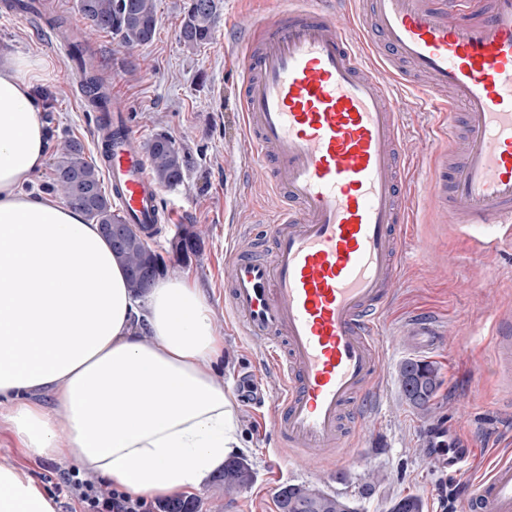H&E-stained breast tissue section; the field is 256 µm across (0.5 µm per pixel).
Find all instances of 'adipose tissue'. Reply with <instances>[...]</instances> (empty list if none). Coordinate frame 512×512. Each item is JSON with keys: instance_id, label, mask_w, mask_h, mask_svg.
<instances>
[{"instance_id": "1", "label": "adipose tissue", "mask_w": 512, "mask_h": 512, "mask_svg": "<svg viewBox=\"0 0 512 512\" xmlns=\"http://www.w3.org/2000/svg\"><path fill=\"white\" fill-rule=\"evenodd\" d=\"M32 71L0 58V417L24 455L70 457L147 502L193 495L243 446L215 370L224 337L196 281L134 295L98 225L30 190L48 152ZM0 512L57 504L0 464Z\"/></svg>"}]
</instances>
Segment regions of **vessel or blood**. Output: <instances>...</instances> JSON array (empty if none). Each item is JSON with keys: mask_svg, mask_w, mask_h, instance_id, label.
Wrapping results in <instances>:
<instances>
[{"mask_svg": "<svg viewBox=\"0 0 512 512\" xmlns=\"http://www.w3.org/2000/svg\"><path fill=\"white\" fill-rule=\"evenodd\" d=\"M261 23L240 90L245 144L279 199L273 223L248 227L225 265L224 307L263 343L279 386L275 430L313 469L339 459L361 430L384 365L388 286L406 261L410 220L400 113L388 80L428 79L429 107L462 106V152L440 161L429 196L452 224L512 235V0H365L380 62L357 49L335 0H311ZM99 154L127 224L159 221L160 194L123 110ZM428 352L436 321L403 331ZM492 353L512 364V319ZM463 512H512V461L495 463Z\"/></svg>", "mask_w": 512, "mask_h": 512, "instance_id": "1", "label": "vessel or blood"}]
</instances>
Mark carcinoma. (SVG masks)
<instances>
[{"instance_id": "obj_1", "label": "carcinoma", "mask_w": 512, "mask_h": 512, "mask_svg": "<svg viewBox=\"0 0 512 512\" xmlns=\"http://www.w3.org/2000/svg\"><path fill=\"white\" fill-rule=\"evenodd\" d=\"M79 12L89 27L112 32L128 49L151 42L158 24L154 0H79ZM217 19V0H185L179 41L192 49L209 43ZM82 87L94 105L104 96V84L90 61L82 68ZM146 152L153 178L158 184L175 187L183 183L192 158L168 135H156L148 143ZM48 187L77 205L93 224L125 223L121 212L113 209L112 195L106 193L101 168L85 158L84 147L77 140L66 139L59 144ZM139 258L137 252L118 257L126 270L128 286L135 293L141 292L132 275ZM421 379L428 390L416 396L406 393L404 397L412 407L425 410L442 384L438 369L426 360H407L401 365L400 380L416 383ZM218 479L224 484V494L230 495L250 485L253 472L246 459L233 456L225 462ZM278 508L279 512H357L356 504L347 497L299 485L280 489ZM423 508L420 497L408 494L396 500L390 512H423ZM158 512H200V500H168L158 505Z\"/></svg>"}]
</instances>
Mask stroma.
Here are the masks:
<instances>
[{"instance_id": "obj_1", "label": "stroma", "mask_w": 512, "mask_h": 512, "mask_svg": "<svg viewBox=\"0 0 512 512\" xmlns=\"http://www.w3.org/2000/svg\"><path fill=\"white\" fill-rule=\"evenodd\" d=\"M184 0H155L158 17L151 42L129 50L110 32L88 33L99 72L123 104L141 141L166 133L190 153L193 164L183 184L164 188L160 234L150 245L161 254L169 275L197 280L224 334V359L217 371L235 398V414L246 446L240 455L254 472L252 484L232 496L209 482L197 494L201 512H279L277 496L286 484L338 493L354 500L359 512H388L393 499L420 497L424 512H461L470 479L486 474L494 456H512V385L498 377L491 346L496 317H512V241L485 251L479 234L452 224L426 196V179L448 147L443 125L415 102L411 87L389 83L390 98L408 100L403 114L405 176L415 188L408 264L385 312L383 337L389 348L383 387L362 423L355 452L341 463L312 472L301 459L278 464L271 376H260L262 346L240 335L224 310L225 253L243 225L272 218L276 201L265 177L244 146L239 90L246 49L258 38L257 25L285 8V0H221L212 42L195 49L178 39ZM29 56L47 69L35 92L51 141H80L96 160V114L80 93V78L56 34L31 15L0 7V56ZM194 225L200 247L176 259L170 241L177 225ZM415 314L440 321L444 348L429 354L442 385L428 412L400 396L398 369L414 350L401 344L402 328ZM474 459L470 475L440 471L437 443ZM0 463H17L55 496L58 512H81L63 492L76 464L64 458H27L12 431L0 420Z\"/></svg>"}]
</instances>
